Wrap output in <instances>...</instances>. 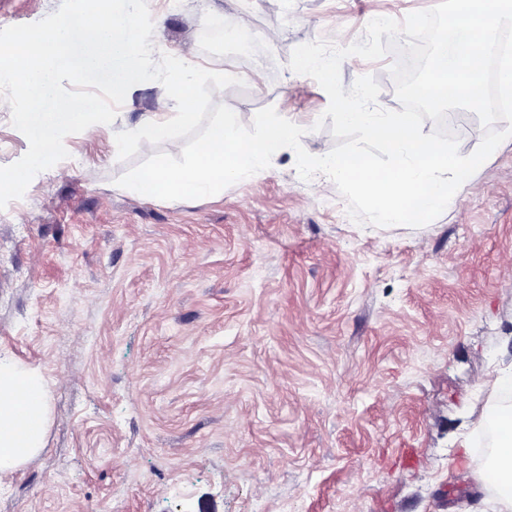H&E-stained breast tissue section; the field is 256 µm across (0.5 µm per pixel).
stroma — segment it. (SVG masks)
Instances as JSON below:
<instances>
[{"instance_id":"35a3bbf8","label":"stroma","mask_w":512,"mask_h":512,"mask_svg":"<svg viewBox=\"0 0 512 512\" xmlns=\"http://www.w3.org/2000/svg\"><path fill=\"white\" fill-rule=\"evenodd\" d=\"M62 0H0V28ZM437 0H148L155 54L227 73L243 125L266 107L304 128L329 98L290 74L298 45L364 40ZM277 31L197 51L211 21ZM346 58L344 88L390 68ZM176 103L132 86L112 124L0 210V357L46 387L43 449L0 472V512H493L478 453L512 373V138L431 223L359 225L295 154L212 197L141 200L117 184L134 141Z\"/></svg>"}]
</instances>
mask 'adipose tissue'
Here are the masks:
<instances>
[{
  "label": "adipose tissue",
  "instance_id": "obj_1",
  "mask_svg": "<svg viewBox=\"0 0 512 512\" xmlns=\"http://www.w3.org/2000/svg\"><path fill=\"white\" fill-rule=\"evenodd\" d=\"M179 111L168 113L166 119L152 120L150 135L139 145L151 151L154 142H168L173 152L182 145L173 137L176 126L191 123L194 83L181 77L176 87ZM47 423L45 388L41 377L32 371L0 359V470L25 463L43 447ZM497 436L496 462L487 473V481L501 488L500 512H512V409L502 410L489 420Z\"/></svg>",
  "mask_w": 512,
  "mask_h": 512
}]
</instances>
